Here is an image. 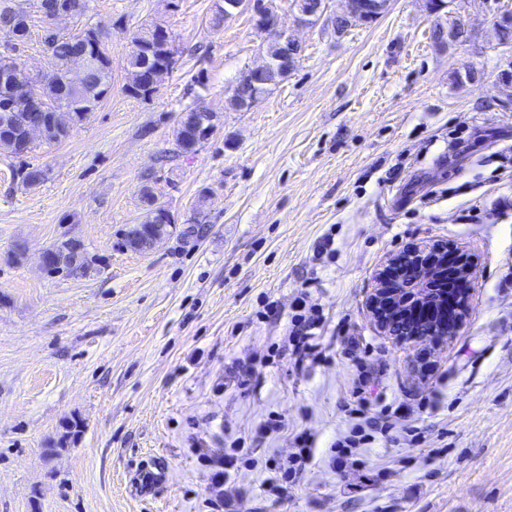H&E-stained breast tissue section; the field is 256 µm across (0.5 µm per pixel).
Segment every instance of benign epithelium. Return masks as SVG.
Instances as JSON below:
<instances>
[{"label":"benign epithelium","instance_id":"obj_1","mask_svg":"<svg viewBox=\"0 0 512 512\" xmlns=\"http://www.w3.org/2000/svg\"><path fill=\"white\" fill-rule=\"evenodd\" d=\"M325 8L326 4L323 0L318 8L313 11L307 7L304 0H295L292 3L295 22L302 26L316 24L322 17ZM435 11H446L454 23L462 27L466 26L464 2L462 0H437ZM245 12L256 19L259 27L267 33L268 38L281 42L284 47L283 53L278 57L277 64L273 65L266 60L259 66L247 69L241 76L240 82L262 90V93L254 94L243 103L242 109L247 110L261 97V94L269 92V87L272 85L270 76L274 74V71L286 72L288 66L295 63L301 53V46L292 36L288 35L287 30L282 28L279 15L274 10L271 0H226L224 20H232ZM24 129L30 142L37 137L45 142L50 141L51 131L46 128L42 122L41 114L38 112H33L24 117ZM437 248H439L437 243L413 247L408 250L405 256L398 259V262L404 264L405 268L411 271V276L407 277L399 288H387L385 287L384 277L381 275L377 277V285L370 295L369 306L379 327L398 342L407 338L413 341H424L435 337L448 338L456 335L464 326L467 314V296L476 269L475 260L468 257L461 261L459 273L463 292L458 314L454 320L447 323L431 324L426 327L419 324L415 327L404 328L397 324L396 318L391 314L392 297L395 295L400 296L404 302L410 300L426 304L438 302L430 288L432 272L420 268V256ZM40 260L43 269L53 274L67 275L74 267L84 264L91 268L95 267V262L87 258L84 250L77 245L68 251L62 252L46 248L41 253Z\"/></svg>","mask_w":512,"mask_h":512}]
</instances>
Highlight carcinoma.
I'll return each mask as SVG.
<instances>
[{
    "mask_svg": "<svg viewBox=\"0 0 512 512\" xmlns=\"http://www.w3.org/2000/svg\"><path fill=\"white\" fill-rule=\"evenodd\" d=\"M31 13L18 0H0V30L11 35L15 43L26 42L30 36ZM498 44H512V9H504L500 20L494 24ZM145 43L142 51L150 52L157 63L167 60L170 40L167 31L160 25L154 26L145 34L133 36ZM43 42L49 52L50 71L43 75L27 72L13 59L0 58V149L16 157H23L26 152L19 149L17 140L23 136L22 117L35 109V104L18 95V87L28 83L35 88L38 100L46 105L45 111L52 117L55 128L53 140L65 138L70 129L87 121L99 103L112 89V63L96 58L85 70L81 82L72 76V67L76 58L83 52L84 46L79 37L70 34L44 31ZM128 83L125 90L135 97H147L142 92L141 80L144 72V56L135 53L126 58ZM254 89L246 85H236L226 101L232 110L239 109L241 103L252 96ZM194 115L185 110L178 121L177 145L181 152L188 151L195 142ZM45 178V170L38 166L26 165L19 171L21 186L30 189L40 184ZM161 209L149 210L141 224L132 227L125 236L126 247L143 250L146 228L155 226L165 232L167 226L151 221L152 213Z\"/></svg>",
    "mask_w": 512,
    "mask_h": 512,
    "instance_id": "obj_1",
    "label": "carcinoma"
}]
</instances>
